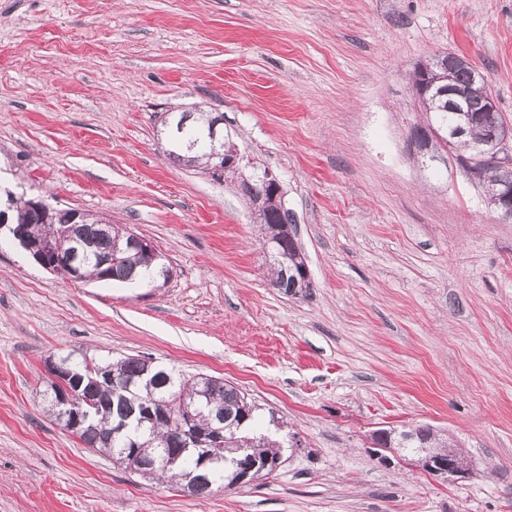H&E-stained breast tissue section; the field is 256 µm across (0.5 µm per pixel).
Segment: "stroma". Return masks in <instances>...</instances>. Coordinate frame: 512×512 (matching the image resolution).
I'll list each match as a JSON object with an SVG mask.
<instances>
[{"label":"stroma","instance_id":"obj_1","mask_svg":"<svg viewBox=\"0 0 512 512\" xmlns=\"http://www.w3.org/2000/svg\"><path fill=\"white\" fill-rule=\"evenodd\" d=\"M464 55L512 124V0H0V191L149 239L172 276L73 281L0 242V512H512V221L406 147L419 61ZM201 106L285 191L312 283L273 288L248 201L173 164ZM146 356L283 423L269 478L146 481L48 417V356ZM431 426L444 478L378 429Z\"/></svg>","mask_w":512,"mask_h":512}]
</instances>
